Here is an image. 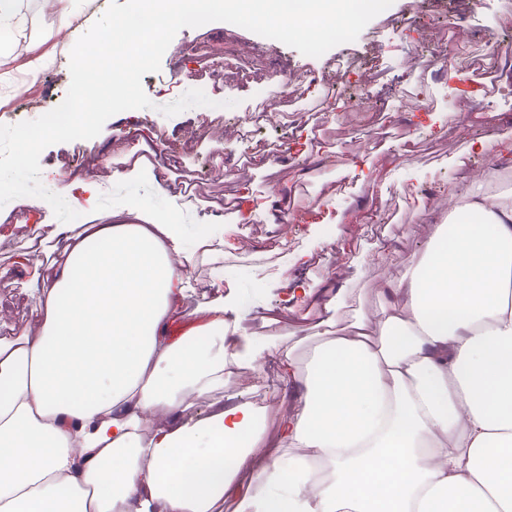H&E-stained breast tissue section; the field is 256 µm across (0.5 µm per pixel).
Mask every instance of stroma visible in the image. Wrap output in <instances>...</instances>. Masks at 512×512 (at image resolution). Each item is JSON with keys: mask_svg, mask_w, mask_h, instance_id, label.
Wrapping results in <instances>:
<instances>
[{"mask_svg": "<svg viewBox=\"0 0 512 512\" xmlns=\"http://www.w3.org/2000/svg\"><path fill=\"white\" fill-rule=\"evenodd\" d=\"M456 6L457 0H393L355 41L338 45L319 58L303 55L239 26L226 27L222 22L181 29L172 41V50L164 53L159 71L142 78L151 107L113 115L94 138L46 147L39 157L41 181L84 217L113 206H149L172 213L175 205L153 193V179H164L180 187L196 181L192 196L196 212L184 227V239L190 244L197 236L223 230L232 244L224 252V280L232 285L246 307L269 309L281 319L290 320L292 313L284 295L264 274L278 267L284 253L303 251L310 255L308 262L289 268V276L313 288L334 284L336 291L343 293L350 314L371 311L379 304L386 280L399 276L406 257L426 243L427 227L445 205L449 186H463L464 168H487L490 158L478 152L479 141L499 136L512 138V75L500 76L499 91L492 96L481 91L467 74L452 72L436 79L413 63L421 35L437 31ZM29 16L33 37L42 41L44 50L55 55L57 62L37 84L19 85L10 96L0 97V114L17 112L25 121L58 106L71 82L69 33L58 31L50 7L36 5ZM508 20L512 21V0H482L481 7L463 22L459 35L464 39L480 36L495 45L503 37L502 22ZM227 30L232 31L244 61L261 54L272 60H288L298 72L323 71L327 62L341 55L354 58L373 54L377 68L384 74V84L391 89L386 98L389 113L400 115L418 136L442 141L441 150L435 157L393 166L390 181L378 186L375 194H368L370 168L376 167L380 154L391 155L397 150L395 141L382 142L373 135L378 115L365 112L363 106L374 102L377 90L368 86L359 89L357 99L337 98L324 115V138L333 147L345 140L360 145L356 157L342 162L333 153L312 156L308 147L312 133L300 127L297 113H274L265 135L272 141H287L299 162L309 167L307 195H289L288 185L298 173L282 166L273 173L251 169L242 175H226L215 160L246 152L247 145L236 138L232 123L234 118L254 109L257 93L253 85L224 83L210 77L211 71L224 62L221 35ZM192 88L202 89L211 99V106L193 107L173 117L161 113V106L174 102ZM147 129L170 153L169 161L155 164L151 175L113 185L109 193L98 199L73 188L71 180L63 177V169L80 159L88 168L87 178L107 181L113 170L122 168L134 138ZM328 180L340 181L342 185L341 193L325 204L333 218L359 209L364 202L384 204L395 200L400 211L394 223L378 230L362 222L308 223L307 210ZM243 188L264 200H287L292 222L273 224L267 213L259 212L251 223L223 224L218 200L225 193L235 194ZM379 244L387 246L391 254L387 261H379L375 256ZM29 247L21 233L0 236V339L16 336L28 323L34 308L25 272L12 266L15 253ZM226 390L274 409L297 399L303 387L299 380L284 377L276 363L268 360L254 369L233 374Z\"/></svg>", "mask_w": 512, "mask_h": 512, "instance_id": "stroma-1", "label": "stroma"}]
</instances>
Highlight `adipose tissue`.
Returning <instances> with one entry per match:
<instances>
[{
  "label": "adipose tissue",
  "mask_w": 512,
  "mask_h": 512,
  "mask_svg": "<svg viewBox=\"0 0 512 512\" xmlns=\"http://www.w3.org/2000/svg\"><path fill=\"white\" fill-rule=\"evenodd\" d=\"M27 20L0 0V61L34 83L51 55ZM494 177L450 194L349 329L345 299L322 297L303 367L268 340L300 326L221 295L186 311L188 268L223 238L184 249L148 209L57 225L55 258L17 260L35 325L0 340V512H512V191L488 193ZM269 359L304 387L271 456L266 409L223 392L227 368ZM189 393L207 417L186 416Z\"/></svg>",
  "instance_id": "adipose-tissue-1"
}]
</instances>
